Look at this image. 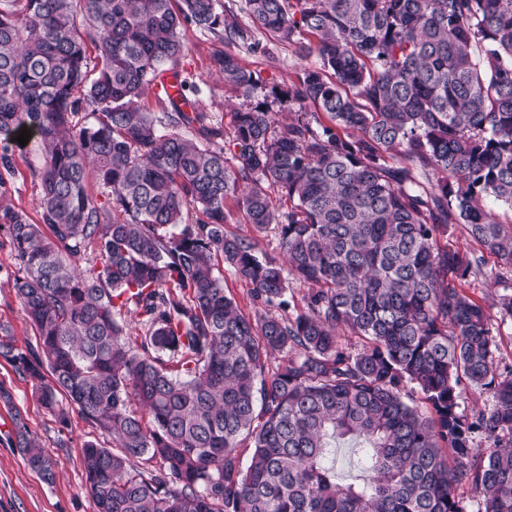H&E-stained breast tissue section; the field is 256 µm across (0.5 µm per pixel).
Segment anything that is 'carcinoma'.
I'll list each match as a JSON object with an SVG mask.
<instances>
[{
  "label": "carcinoma",
  "mask_w": 512,
  "mask_h": 512,
  "mask_svg": "<svg viewBox=\"0 0 512 512\" xmlns=\"http://www.w3.org/2000/svg\"><path fill=\"white\" fill-rule=\"evenodd\" d=\"M217 2L0 0V166L24 128L43 156L41 223L0 202V272L36 344L0 326V357L61 423L72 409L112 438L82 448L95 512H464L463 485L512 512V372L496 375L487 312L458 285L482 258L440 243L462 224L512 268V224L489 206L512 208V0H242L318 59L288 97L330 124L302 112L278 131L259 104L227 131L186 80L187 108L143 111L182 27L246 39ZM211 65L246 94L257 83L231 51ZM233 215L252 233L226 232ZM224 268L268 312L245 314ZM290 278L308 286L292 317ZM464 382L493 393L471 421ZM9 439L54 480L18 412ZM344 440L363 473L349 482L328 462Z\"/></svg>",
  "instance_id": "obj_1"
}]
</instances>
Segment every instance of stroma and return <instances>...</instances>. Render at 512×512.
I'll use <instances>...</instances> for the list:
<instances>
[{
	"label": "stroma",
	"mask_w": 512,
	"mask_h": 512,
	"mask_svg": "<svg viewBox=\"0 0 512 512\" xmlns=\"http://www.w3.org/2000/svg\"><path fill=\"white\" fill-rule=\"evenodd\" d=\"M241 28L250 30V42L234 44L232 50L242 64L253 71L258 84L251 93H243L224 83L213 72L211 58L224 44L213 35L187 25L181 31L184 53L178 64L182 73L192 75L199 89L198 103L209 119L231 125L232 114L258 104L267 106L277 119L287 118L297 106L288 97L312 58L302 57L295 47L282 44L269 34L254 29L245 13H238ZM41 163L35 142L16 148L13 171L0 169V200L22 210L31 223H39L41 185L33 168ZM464 292L480 302L490 317L497 344V373L512 372V318L503 316L499 298L512 294V268L486 257L481 271L470 272L461 281ZM0 324L10 327L17 345L34 343L35 329L21 305L0 277ZM0 384L10 392V402L0 401V512H95L85 490L86 474L82 456L85 442L101 441L100 431L89 421L71 415L68 424H60L34 397L29 383L19 377L11 364L0 358ZM21 413L31 433L56 462V477L45 482L12 448L6 435L11 413Z\"/></svg>",
	"instance_id": "35a3bbf8"
}]
</instances>
